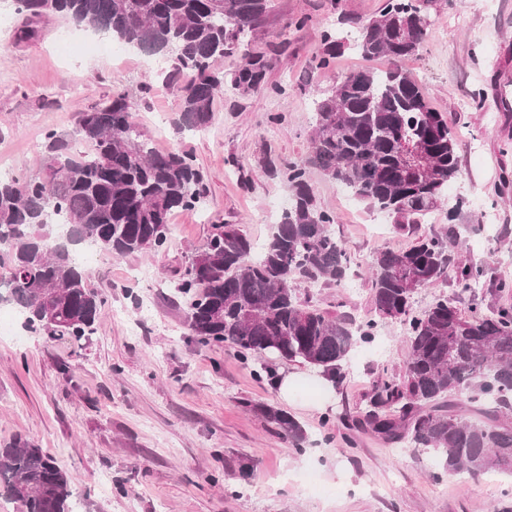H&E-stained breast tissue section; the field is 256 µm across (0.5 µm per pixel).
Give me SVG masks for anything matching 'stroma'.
Masks as SVG:
<instances>
[{
  "label": "stroma",
  "mask_w": 512,
  "mask_h": 512,
  "mask_svg": "<svg viewBox=\"0 0 512 512\" xmlns=\"http://www.w3.org/2000/svg\"><path fill=\"white\" fill-rule=\"evenodd\" d=\"M385 0H272L256 48L285 43L270 81L279 93L242 100L217 97L212 123L180 130L173 90L142 86L158 70L139 53L108 55L89 47L93 34L54 18L28 40L17 39L23 19L0 11V163L29 177L46 130H73L84 108L127 95L139 125L158 151H190L207 193L195 209L176 211L165 252L152 257L97 255L89 283L107 304L96 330L77 344L22 334L0 335V445L27 439L70 474L74 512H490L512 507V478L496 473L435 478L436 462L418 448L387 445L364 432L347 444L348 419L359 415L376 381L401 377L406 338L386 322L375 341L358 344L332 394L314 372L278 362L295 379L291 400L257 378L227 346L197 348L184 325L178 269L206 242L212 225H242L256 245L272 233L266 214L288 199L284 178L266 177L262 147L288 159L306 155L314 101L334 77L356 69H387L355 47L314 71L325 29L341 17L378 15ZM305 16L306 27L294 26ZM428 36L404 70L444 112L457 142L462 178L448 190L465 205L457 224L481 225L460 238L459 262L485 264L482 288L463 293L453 281L425 288L413 306L443 296L462 314L512 306V193L498 192L512 173V0H441ZM282 114L279 124L269 114ZM250 175L243 186L242 175ZM318 205L336 217L350 257L353 287L301 283L300 298L364 318L372 313L367 270L378 249L404 250L414 236L397 232L391 216L311 171ZM69 373H61V365ZM270 404L305 428L312 447L299 452L256 411ZM251 475L241 478L240 467Z\"/></svg>",
  "instance_id": "35a3bbf8"
}]
</instances>
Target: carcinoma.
<instances>
[{
  "mask_svg": "<svg viewBox=\"0 0 512 512\" xmlns=\"http://www.w3.org/2000/svg\"><path fill=\"white\" fill-rule=\"evenodd\" d=\"M26 19L18 38L61 15L79 27L109 33L147 56H164L162 86L177 92L183 130L209 126L219 90L237 98L280 92L268 83L276 48L256 50L254 35L269 18L271 0H12ZM435 0H386L379 15L355 22L362 56L382 58L386 71L358 70L335 78L314 101L307 156L286 159L271 145L262 170L287 175L288 208L260 256L239 224H216L204 247L180 270L178 291L189 301L185 324L198 345H224L275 383L267 347L280 359L318 370L337 383L359 343L374 339L388 320L406 327L408 357L401 378L374 386L352 428L388 444L409 443L430 454L444 472L512 477V306L462 315L437 296L415 314L422 288L453 276L463 292L475 290L485 267L455 262V226L420 232L421 219L448 203V184L462 176L457 145L444 113L402 63L417 54ZM348 34L327 29L315 56L329 67ZM240 55L225 78L213 60ZM79 140L84 152L73 151ZM42 176L0 180V304L19 309L25 327L51 339L79 343L93 333L106 304L88 283L63 235L110 256L156 255L166 250L171 216L191 210L202 176L186 150L161 153L136 122L123 94L95 102L71 133L49 130L40 153ZM394 218L395 230L416 242L405 251L377 250L371 263L375 316L356 320L302 301L295 284H341L350 269L335 216L321 209L309 170ZM490 401L469 417L459 401ZM259 412L276 433L304 451L307 433L293 416L272 406ZM0 488L25 512H72V478L26 440L0 448Z\"/></svg>",
  "mask_w": 512,
  "mask_h": 512,
  "instance_id": "obj_1",
  "label": "carcinoma"
}]
</instances>
